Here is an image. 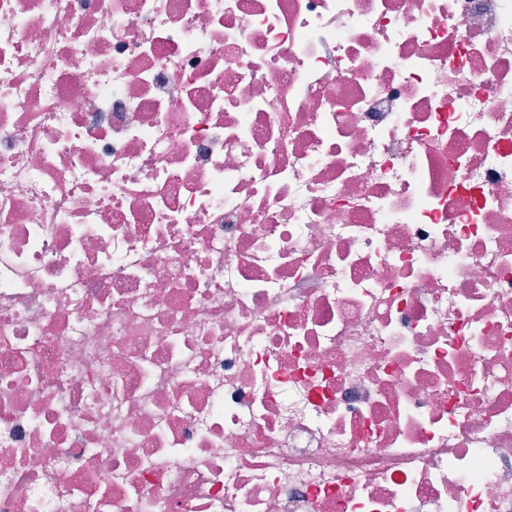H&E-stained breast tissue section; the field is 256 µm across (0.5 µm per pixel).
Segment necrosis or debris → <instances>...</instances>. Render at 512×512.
I'll list each match as a JSON object with an SVG mask.
<instances>
[{"label": "necrosis or debris", "instance_id": "4bbe7bcc", "mask_svg": "<svg viewBox=\"0 0 512 512\" xmlns=\"http://www.w3.org/2000/svg\"><path fill=\"white\" fill-rule=\"evenodd\" d=\"M0 512H512V0H0Z\"/></svg>", "mask_w": 512, "mask_h": 512}]
</instances>
